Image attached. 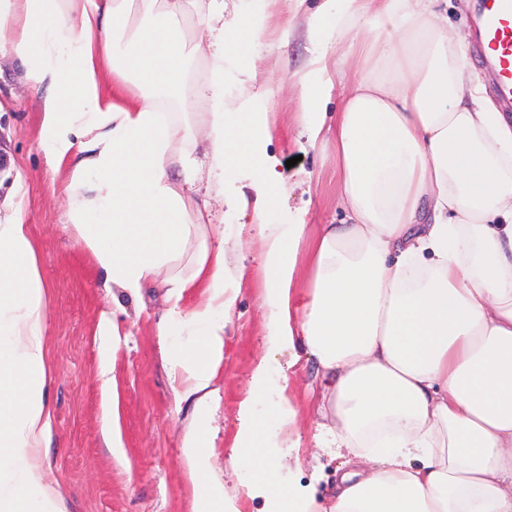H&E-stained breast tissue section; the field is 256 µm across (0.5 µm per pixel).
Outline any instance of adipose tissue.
I'll return each instance as SVG.
<instances>
[{"mask_svg": "<svg viewBox=\"0 0 512 512\" xmlns=\"http://www.w3.org/2000/svg\"><path fill=\"white\" fill-rule=\"evenodd\" d=\"M269 0H140L143 23L120 25L124 0H0V25L42 101L41 146L55 160L82 152L66 188L72 224L106 282L131 296L204 231L208 208L185 186L197 161L172 142L182 122L159 106L181 90L192 57L207 51L204 149L220 180L238 161L250 193L230 206L260 245L269 341L315 360L323 385L318 447L349 465L327 508L308 486L274 491V463L242 484L224 512L267 497L278 512H512V120L468 74L467 40L439 0H322L309 28L314 51L300 76L299 128L308 144L334 117L336 198L343 224L266 218L285 178L267 153L274 96L252 69L238 101L224 92L227 64L257 54ZM198 13L203 43L175 21ZM356 59L352 85L327 112V55ZM112 69L106 101L98 64ZM143 92L128 98L127 82ZM184 173L183 183L170 176ZM239 240L201 241L195 270L171 279L176 295L202 289L204 306L169 308L161 329L188 319L200 341L178 365L186 396L203 407L224 357L237 294L225 254ZM47 288L22 217L0 223V512H56L39 453L51 435L45 396ZM285 386L268 357L255 365L238 408L234 453L256 452V408L302 444Z\"/></svg>", "mask_w": 512, "mask_h": 512, "instance_id": "adipose-tissue-1", "label": "adipose tissue"}]
</instances>
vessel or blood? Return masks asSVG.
Listing matches in <instances>:
<instances>
[{
	"label": "vessel or blood",
	"mask_w": 512,
	"mask_h": 512,
	"mask_svg": "<svg viewBox=\"0 0 512 512\" xmlns=\"http://www.w3.org/2000/svg\"><path fill=\"white\" fill-rule=\"evenodd\" d=\"M476 52L492 67L501 109L512 112V0H481Z\"/></svg>",
	"instance_id": "b4317fda"
}]
</instances>
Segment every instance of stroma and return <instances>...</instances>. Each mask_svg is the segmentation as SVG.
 <instances>
[{
	"label": "stroma",
	"mask_w": 512,
	"mask_h": 512,
	"mask_svg": "<svg viewBox=\"0 0 512 512\" xmlns=\"http://www.w3.org/2000/svg\"><path fill=\"white\" fill-rule=\"evenodd\" d=\"M319 0H279L262 38L255 65L261 78L278 87L273 109L277 123L268 151L279 161L295 159L288 182L269 215L275 224L303 218L308 224H337L343 213L336 202V160L332 144L301 148L296 140V86L306 71L311 44L306 33ZM292 21L281 41L282 17ZM12 24L0 26V218L20 212L29 224L37 263L48 289L45 320L50 353L47 395L52 434L41 451L46 478L60 494L62 512H198L201 503L220 508L221 493L257 476L253 461L241 456L230 464L237 432V407L254 361L270 355L274 383L288 381L286 395L298 412L302 467L288 461L277 433L278 420L258 407L259 437L279 467L280 491L301 483L316 498L334 493L339 459L316 447L312 398L320 390L314 363L293 364L288 350L270 348L261 304L262 274L257 245L229 253L228 270L237 290L231 322L225 330L224 359L211 382L212 399L197 410L195 398L182 397L179 348L197 338L191 327L173 323L167 335L158 324L168 309L165 289H148L134 298L105 287L104 274L80 241L68 216L65 187L72 162L47 157L40 147L42 92L23 78L9 51ZM213 77L207 55L195 56L182 79V93L171 109L194 112L198 89ZM197 188L207 189L219 223L207 228L210 243L221 233L236 234L238 217L227 206L247 188L249 171L233 166L223 184L208 183L209 161L199 158ZM118 327L116 337L103 329ZM202 434L208 481L193 489L182 465L183 438Z\"/></svg>",
	"instance_id": "35a3bbf8"
}]
</instances>
